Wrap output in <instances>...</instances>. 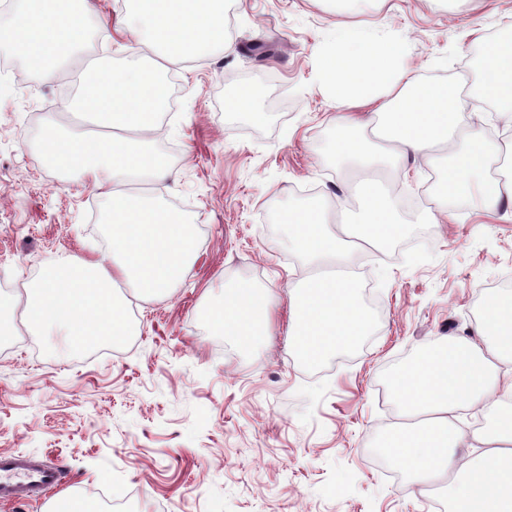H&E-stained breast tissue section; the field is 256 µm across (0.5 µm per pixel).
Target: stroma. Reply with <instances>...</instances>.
I'll list each match as a JSON object with an SVG mask.
<instances>
[{"mask_svg":"<svg viewBox=\"0 0 512 512\" xmlns=\"http://www.w3.org/2000/svg\"><path fill=\"white\" fill-rule=\"evenodd\" d=\"M224 51L169 65L173 108L152 148L169 177L152 196L196 228L192 262L170 295L122 288L139 329L79 352L15 323L0 343V453L50 461L62 482L0 512H49L106 497L130 512H441L444 483L411 482L380 456L399 421L394 373L442 338L469 337L483 298L512 277V222L475 209L466 223L428 219L444 162L407 158L390 192L428 245L363 246L359 300L374 321L354 348L309 365L288 338L289 291L309 271L286 246L284 210L314 191L333 215L359 204L336 163L335 102L316 78L340 27L404 41L420 81L465 94L480 85L479 56L512 30V0H227ZM85 64L125 66L138 54L121 20L125 0H91ZM108 38H101V30ZM80 73L43 80L18 60L0 83V277L23 294L42 264L70 254L111 262L106 200L79 176L47 167V115L73 109ZM254 91L264 122L230 106L225 85ZM271 296L262 345L241 347L209 317L235 281Z\"/></svg>","mask_w":512,"mask_h":512,"instance_id":"stroma-1","label":"stroma"}]
</instances>
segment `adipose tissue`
Here are the masks:
<instances>
[{
	"label": "adipose tissue",
	"mask_w": 512,
	"mask_h": 512,
	"mask_svg": "<svg viewBox=\"0 0 512 512\" xmlns=\"http://www.w3.org/2000/svg\"><path fill=\"white\" fill-rule=\"evenodd\" d=\"M127 18L144 24L148 39L140 58L115 70L99 68L80 80L74 109L88 114L103 133L90 136L60 129L49 119L46 151L75 167L104 196L112 227V261L81 255L47 262L25 298L0 293V313H20L25 324L62 330L69 346L97 336L127 332L117 282L155 296L168 295L191 261L196 237L190 224L156 198L133 193L155 183L168 164L150 145L165 102L161 74L175 64L224 47V0H128ZM51 0H24L22 15L0 20V50L43 60L47 75L67 65L85 37L86 0L51 9ZM404 46L371 39L350 28L339 31L321 53L318 79L340 106L337 159L390 174L406 157L446 152L448 164L435 188L448 217L468 216L473 206L512 220V175L490 176L499 154L474 130L475 115L443 82H417L405 68ZM481 95L512 118V40L484 49ZM368 107L379 141L368 144L351 108ZM361 220L332 232L321 203L284 215L292 249L314 274L289 292L293 348L308 363L355 345L371 321L356 298L350 271L358 242L379 245L401 237L398 207L376 181L361 182ZM271 310L261 287L242 280L225 289L214 323L246 346L260 343ZM403 421L383 432L380 445L420 485L452 476L449 512H512V293H494L482 303L471 339L448 338L394 377ZM462 410L493 415L488 430L456 424Z\"/></svg>",
	"instance_id": "adipose-tissue-1"
}]
</instances>
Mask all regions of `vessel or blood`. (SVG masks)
<instances>
[{"label":"vessel or blood","mask_w":512,"mask_h":512,"mask_svg":"<svg viewBox=\"0 0 512 512\" xmlns=\"http://www.w3.org/2000/svg\"><path fill=\"white\" fill-rule=\"evenodd\" d=\"M60 472L50 462L36 463L18 454H0V500L28 501L58 486Z\"/></svg>","instance_id":"vessel-or-blood-1"}]
</instances>
